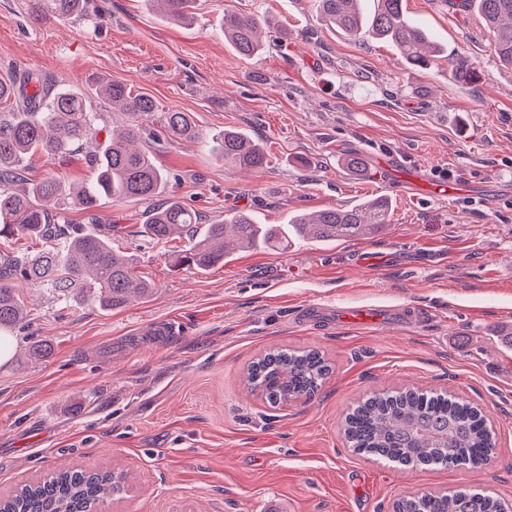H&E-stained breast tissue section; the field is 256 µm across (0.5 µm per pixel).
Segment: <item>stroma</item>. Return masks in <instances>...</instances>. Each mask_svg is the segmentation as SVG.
<instances>
[{"label":"stroma","mask_w":512,"mask_h":512,"mask_svg":"<svg viewBox=\"0 0 512 512\" xmlns=\"http://www.w3.org/2000/svg\"><path fill=\"white\" fill-rule=\"evenodd\" d=\"M270 18L265 48L242 59L224 41L225 8ZM444 48L428 70L395 48L326 25L316 0H196L194 23L161 20L145 0H89V18L34 23L31 0H0V79L28 70L83 91L118 81L161 111L190 113L201 140L143 147L203 223L236 209L259 223L384 194L379 235L281 251L236 250L198 272L172 269L147 241L144 202L73 211L111 233L154 290L104 309L87 293L21 285L28 316L0 365V496L68 467L128 476L99 512H390L403 495L462 488L512 503V67L476 10L405 0ZM103 15V24L92 15ZM474 62L479 81L448 66ZM243 129L269 155L244 170L207 142ZM365 172L349 171V151ZM409 305L404 325L300 321L308 304ZM167 320L176 333H145ZM278 348H315L332 372L308 402L272 407L243 382ZM405 387L480 407L497 434L481 470L403 468L347 448L342 421L368 396Z\"/></svg>","instance_id":"obj_1"}]
</instances>
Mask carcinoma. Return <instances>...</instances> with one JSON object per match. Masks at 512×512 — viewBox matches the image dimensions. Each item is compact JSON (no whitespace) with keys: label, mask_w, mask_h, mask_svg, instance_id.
<instances>
[{"label":"carcinoma","mask_w":512,"mask_h":512,"mask_svg":"<svg viewBox=\"0 0 512 512\" xmlns=\"http://www.w3.org/2000/svg\"><path fill=\"white\" fill-rule=\"evenodd\" d=\"M89 0H35L37 23L88 16ZM158 5L163 18L189 24L194 0H147ZM370 13L361 0H318L325 22L353 39L370 34L390 43L407 65L428 69L442 58V48L413 20L403 0H375ZM457 6L476 8L488 28L497 31L496 52L512 66V0H460ZM224 39L235 54L248 59L264 48L263 20L255 14L224 10ZM448 66L465 81L476 78V68L463 59ZM96 96L132 117V123L112 131L104 150L93 148L97 113L86 93L72 87L56 88L35 71L19 81L0 80V237L25 238L41 249L25 257L0 252V330L22 324L25 312L15 288L20 281L47 286L64 297L75 290L89 293L101 307L116 309L133 297L151 293L150 282L134 275L133 261L102 236L67 229L72 209L90 211L104 199L114 202L153 201L162 193L167 175L150 151L139 146L138 118L158 111L155 101L133 95L116 81H102ZM162 132L156 139L198 140L200 132L187 112L160 116ZM85 152L92 176L78 187L56 176L33 182L28 177L32 158L67 157ZM218 158L241 168L266 166L263 147L244 130H226L212 147ZM392 201L375 196L351 207L330 208L294 215L284 227L257 223L240 209L220 224H206L201 236L192 234L199 215L172 196L149 211L146 234L154 244H166L184 234L190 243L168 253L174 268L206 271L224 262L231 247L252 248L263 241L334 242L368 238L389 224ZM67 239L64 251L50 246ZM332 367L316 349L277 350L246 370L244 381L264 395L272 407L292 399L312 398ZM344 432L351 447L401 465L454 467L486 463L496 446L492 429L480 410L443 395H425L413 389L376 396L358 405L345 418ZM126 477L113 472L67 469L26 485L0 502V512H94L124 489ZM507 503L493 493L460 490L404 496L395 512H505Z\"/></svg>","instance_id":"carcinoma-1"}]
</instances>
